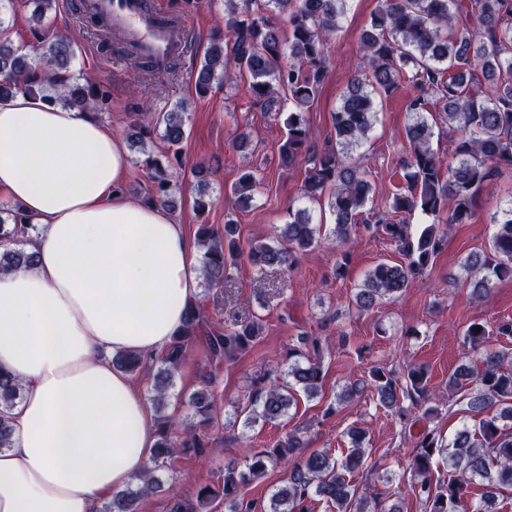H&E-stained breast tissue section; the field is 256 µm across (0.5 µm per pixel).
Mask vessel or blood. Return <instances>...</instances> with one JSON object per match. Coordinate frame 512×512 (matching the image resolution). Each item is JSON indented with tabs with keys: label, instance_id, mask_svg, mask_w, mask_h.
I'll list each match as a JSON object with an SVG mask.
<instances>
[{
	"label": "vessel or blood",
	"instance_id": "vessel-or-blood-1",
	"mask_svg": "<svg viewBox=\"0 0 512 512\" xmlns=\"http://www.w3.org/2000/svg\"><path fill=\"white\" fill-rule=\"evenodd\" d=\"M82 6L87 13L105 17L143 58L157 66H165L186 50L184 26L164 9L162 0H83Z\"/></svg>",
	"mask_w": 512,
	"mask_h": 512
}]
</instances>
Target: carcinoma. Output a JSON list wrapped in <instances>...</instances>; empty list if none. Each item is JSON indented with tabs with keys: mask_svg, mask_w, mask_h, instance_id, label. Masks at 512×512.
<instances>
[{
	"mask_svg": "<svg viewBox=\"0 0 512 512\" xmlns=\"http://www.w3.org/2000/svg\"><path fill=\"white\" fill-rule=\"evenodd\" d=\"M32 8V36L27 46L0 34V99L18 93L39 97L50 105L87 112L99 119L111 107L109 85L76 77L72 70L76 37L51 32L44 25L56 10L57 0H7ZM346 0H224V34L214 37L208 52L194 71L198 94H206L213 83L224 80L228 69L249 76L253 105L264 112L282 115L279 90L288 92L295 111L284 120L285 139L279 146L281 164L301 159L307 164L302 198L319 201L327 197L333 216L330 235L321 236L305 208L288 211L280 231L282 242H253L248 249L251 263L262 272L267 268L289 269L298 254L328 241L345 243L359 224H376L396 243L407 260L381 262L370 270L355 295L356 306L373 309L385 297L395 298L408 288L416 275L433 263L447 238V231L434 224L414 236L408 217L419 212L436 216L453 201L451 224L466 223L473 212L477 192L486 182L512 170V0H381L370 27L363 31L354 75L333 115L335 138L319 148L312 142L303 117L315 100L328 68V44L341 28ZM290 62H285V59ZM407 96L409 119L404 127L408 144L403 159L406 186L393 195L390 209L371 207L374 188L367 172L354 162L376 117V100L399 90ZM127 137L132 143L154 142L163 147L148 151L142 166L152 181L147 202L176 210L172 171L181 166L176 150L185 137V113L178 105L169 112L141 110L133 113ZM442 125L457 133L453 159L445 161L432 147L434 128ZM263 179L253 171L243 172L233 193L241 209L261 193ZM495 231L483 253L467 257L471 297L482 302L495 280L512 279V207L493 215ZM237 220L224 223V232L208 224L197 227L196 242L202 250L201 273L206 284L224 287L227 271L237 262L241 247L236 240ZM29 224L20 210L0 207V272L28 267L34 254L26 250ZM202 309L192 315L183 331L173 337L161 354V367L152 377L153 399L164 398L173 385L189 345L204 335L208 360L216 365L242 352L259 335L257 320L240 321L222 332L207 333ZM489 332L480 323L465 331V343L479 362L462 364L448 378L455 392L473 382L468 407L483 413L477 424L457 428L448 444L428 432L416 444L410 470L411 483L396 495L412 494L426 512H499L497 491L512 487V368L504 366L506 354L486 347ZM288 369L270 371L267 382L249 396L238 410L244 426L260 421L274 423L284 417L298 396L313 399L320 394L323 379L317 340L303 337L292 353ZM147 359L136 353H118L112 363L136 374ZM426 370L408 364L397 376L374 368L370 380L351 378L338 395L351 401L372 388L380 406L407 420L414 412L437 415L439 399L430 393ZM212 381L205 380L188 396L190 419L158 420V440L151 465L139 483L115 491L99 512H139L145 496L163 490L157 472L179 451L200 455L209 447L200 423L216 414ZM23 397L19 382L0 370V451L11 446L12 427L6 413ZM352 449L337 457L328 450L305 451L308 439L299 430L286 434L270 448L253 453L242 465L224 467L221 490L206 484L195 499L173 492L168 512H212L218 496L232 504L231 512H254L244 502L243 489L265 474L268 467L288 466L287 484L271 494L262 512H310L309 503L320 498L334 512H400L399 500L387 502L379 494H357L348 476L364 456L365 434L349 432ZM448 461V472L434 475L433 458ZM481 488L479 500L467 498L471 484Z\"/></svg>",
	"mask_w": 512,
	"mask_h": 512,
	"instance_id": "carcinoma-1",
	"label": "carcinoma"
}]
</instances>
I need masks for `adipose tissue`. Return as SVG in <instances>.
<instances>
[{
  "label": "adipose tissue",
  "mask_w": 512,
  "mask_h": 512,
  "mask_svg": "<svg viewBox=\"0 0 512 512\" xmlns=\"http://www.w3.org/2000/svg\"><path fill=\"white\" fill-rule=\"evenodd\" d=\"M117 135L81 112L0 101V197L30 224L33 266L0 273V369L23 386L0 452V512H97L149 466L156 422L112 358L161 354L198 304L196 244L130 201Z\"/></svg>",
  "instance_id": "1"
}]
</instances>
